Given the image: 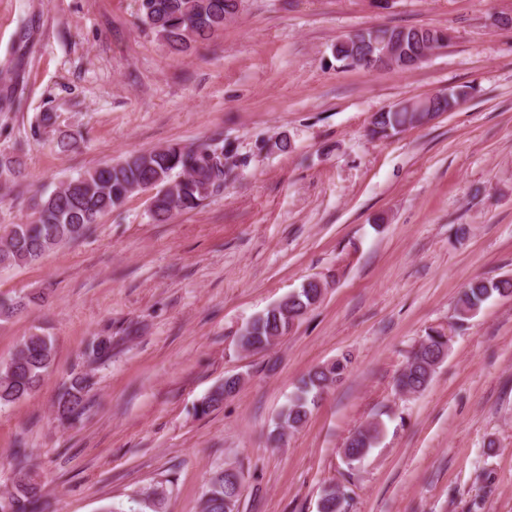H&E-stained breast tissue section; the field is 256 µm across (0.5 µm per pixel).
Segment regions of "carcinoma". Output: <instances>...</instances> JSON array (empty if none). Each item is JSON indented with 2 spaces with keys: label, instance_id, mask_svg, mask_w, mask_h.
<instances>
[{
  "label": "carcinoma",
  "instance_id": "obj_1",
  "mask_svg": "<svg viewBox=\"0 0 512 512\" xmlns=\"http://www.w3.org/2000/svg\"><path fill=\"white\" fill-rule=\"evenodd\" d=\"M241 0H140L141 21L163 41L173 53L186 51L191 44L206 40L224 28V18L238 14ZM389 33L402 39L399 69H410L409 63L429 44L439 47V30L417 27H394L361 32L359 42L341 41L334 46L336 60L352 66L355 60L371 51L372 39ZM372 133L381 137L396 135L414 127V113L391 108L376 113ZM230 155L224 143L213 139L197 146L169 144L150 151L134 152L118 162L88 170L51 191L32 200L31 216L21 224H7L0 231V266L32 263L59 245L83 237L98 218L139 193L141 186L156 182L164 195H155L150 213L154 221L165 223L174 215L195 209L219 192L231 174ZM512 294V279L476 278L460 293L453 321L448 330L433 329L411 352L405 367L395 381L399 394H416L426 389L437 368L448 355L453 332L462 327L493 294ZM323 289L307 282L282 298L276 306L254 317L243 329L239 341L254 351L272 348L322 298ZM112 343L99 338L88 346L86 355L92 361L111 356ZM54 340L32 332L18 343L12 357L0 363V407L11 405L30 395L52 370ZM351 363L350 355L310 371L288 404L278 415L276 428L295 430L311 415L321 395L340 381ZM91 378L77 375L63 387L56 403V415L63 424L79 419L91 390ZM237 389V383L225 382L214 387L195 407L202 415L224 403V398ZM381 423H370L354 431L343 449L345 461L352 466L366 458L375 446ZM153 496L147 492L133 500L131 512H164L167 488ZM242 484L233 475L219 471L213 475L203 494L201 512H235ZM36 486L28 473L21 472L12 491L0 496V512H34L37 507ZM347 494L341 486L325 487L319 500L321 512H346Z\"/></svg>",
  "mask_w": 512,
  "mask_h": 512
}]
</instances>
